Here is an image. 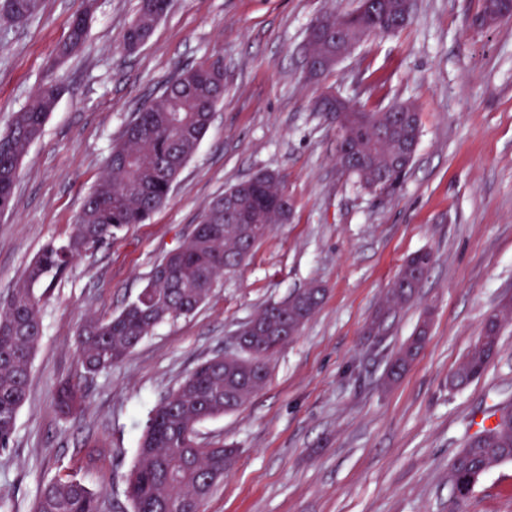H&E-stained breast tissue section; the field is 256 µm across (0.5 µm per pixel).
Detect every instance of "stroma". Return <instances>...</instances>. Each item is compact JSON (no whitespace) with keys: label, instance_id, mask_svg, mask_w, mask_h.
Returning <instances> with one entry per match:
<instances>
[{"label":"stroma","instance_id":"1","mask_svg":"<svg viewBox=\"0 0 512 512\" xmlns=\"http://www.w3.org/2000/svg\"><path fill=\"white\" fill-rule=\"evenodd\" d=\"M90 1L86 44L56 61ZM137 5L42 0L35 18L0 36V131L41 82L62 88L0 215V293L48 241L69 234L132 114L178 70L224 64V96L168 201L37 287L42 336L14 446L0 451V512H32L42 486L67 477L100 492L104 512H130L126 478L153 407L198 363L230 351L261 307L313 285L323 303L270 361L265 386L200 427L237 450L201 512H451V459L512 398V323L483 377L449 386L484 319L512 297V19L479 28L481 0H414L402 33L366 39L311 79L310 26L356 0H171L148 43L118 53ZM327 90L367 110L417 107L421 136L398 192L375 197L337 168L336 126L313 108ZM261 171L282 177L288 222L271 225L193 314L84 378L78 325L135 299L203 208ZM423 249L434 265L415 300L372 328L404 259ZM424 321L423 350L388 383L391 359ZM65 382L85 393L71 417L56 405ZM461 512H512V462L483 476Z\"/></svg>","mask_w":512,"mask_h":512}]
</instances>
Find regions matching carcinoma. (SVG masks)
I'll return each instance as SVG.
<instances>
[{"label":"carcinoma","instance_id":"carcinoma-1","mask_svg":"<svg viewBox=\"0 0 512 512\" xmlns=\"http://www.w3.org/2000/svg\"><path fill=\"white\" fill-rule=\"evenodd\" d=\"M375 17L352 10L320 17L338 27L346 40L362 43L371 36H389L406 25L390 27L387 18L404 12V0H378ZM170 7V0H139L125 30L120 51L132 53L144 45ZM40 10V0H0V19L22 25ZM88 15L76 16L66 39L57 48L60 57L82 49ZM204 61L176 74L179 83L166 82L125 125L122 139L112 146L104 171L93 185L64 244L47 243L21 277L0 298V451L11 447L17 415L28 399L31 360L42 335L40 300L35 286L63 273L83 252L109 245L115 231L141 224L169 197L173 183L197 151L207 133L218 102L224 73ZM61 95L52 80L41 83L30 102L14 113L0 132V212L12 208L20 162L31 144L41 138L46 119ZM340 126L336 166L371 190L383 185L395 192L407 177L421 134L420 113L411 103L392 105V111L346 112L336 117V106L323 108ZM239 205L234 212L215 215L224 198ZM291 205L282 177L259 173L236 183L213 199L198 224L179 248L152 270L136 298L109 317H91L77 333L78 361L84 376L93 377L126 358L155 328L192 314L207 298L217 278L232 273L253 253L273 224L288 220ZM434 262L428 251L408 256L387 291L378 326L387 311L410 303ZM324 289L311 286L293 293L285 306L274 302L254 316L246 332L248 350L204 360L153 409L143 432L136 460L127 479L132 512H200L224 473L233 466L236 449L200 438L199 425L226 411H234L258 392L269 376L268 361L316 313ZM512 320V302L486 317L476 343L450 376L453 389L468 386L486 372L499 352L506 322ZM429 329L425 319L391 360L388 382L397 381L419 354ZM79 387L63 385L57 394L60 412L80 410ZM496 420L467 437L448 466V486L456 505L464 503L478 481L502 463L512 462V406L496 408ZM101 495L72 478L46 483L33 512H102Z\"/></svg>","mask_w":512,"mask_h":512}]
</instances>
